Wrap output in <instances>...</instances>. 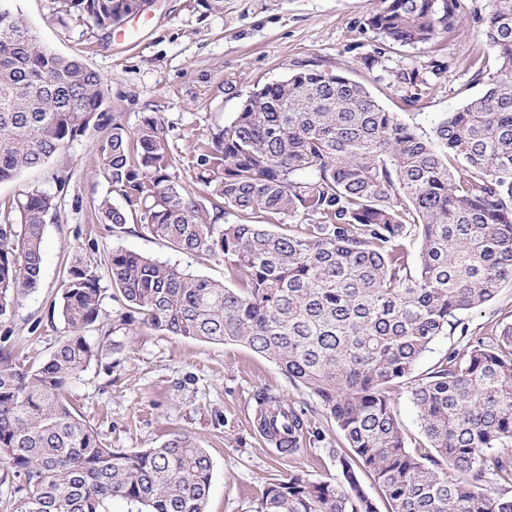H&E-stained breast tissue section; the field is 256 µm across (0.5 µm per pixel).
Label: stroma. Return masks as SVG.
I'll list each match as a JSON object with an SVG mask.
<instances>
[{
  "instance_id": "obj_1",
  "label": "stroma",
  "mask_w": 512,
  "mask_h": 512,
  "mask_svg": "<svg viewBox=\"0 0 512 512\" xmlns=\"http://www.w3.org/2000/svg\"><path fill=\"white\" fill-rule=\"evenodd\" d=\"M464 4L470 13L455 33L400 46L383 43L366 25L382 0H224L219 12L205 9L203 0H152L108 34L75 23L61 26L56 0H14L44 45L62 56H81L101 75L105 97L95 122L59 154L0 183L1 211L34 189L56 202V216L44 229L41 280L0 321V348L27 368L49 359L67 334L57 309L77 255L100 266L112 251L124 249L228 282L223 264L174 251L140 230V207L113 191L98 167L100 144L113 125L134 134L145 119L156 120L184 169L197 162L201 142L233 120L254 88L315 66L345 73L387 111L430 129L441 113L483 93V84L472 79L473 61L496 62L482 22L471 13L475 0ZM376 50L382 53L380 75L361 63ZM423 62L440 66L427 75L434 89L425 102L406 105L392 73ZM105 197L127 210V224L99 222L95 206ZM511 315L512 281L463 320L479 334ZM118 339L120 348L104 350L72 382L71 406L116 449L155 448L172 433L191 435L213 463L207 512H254L264 488L295 471L339 480L336 451L345 445L339 429L274 362L240 344L172 336L138 320ZM263 391L304 413L299 453L281 452L258 432L254 417Z\"/></svg>"
}]
</instances>
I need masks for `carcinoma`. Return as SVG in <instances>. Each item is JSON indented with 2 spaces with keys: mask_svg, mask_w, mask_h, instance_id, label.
I'll return each mask as SVG.
<instances>
[{
  "mask_svg": "<svg viewBox=\"0 0 512 512\" xmlns=\"http://www.w3.org/2000/svg\"><path fill=\"white\" fill-rule=\"evenodd\" d=\"M0 0V182L58 154L97 118L100 74L43 45ZM139 0H61L58 21L76 15L119 26ZM462 0H383L367 20L386 42L430 41L437 26L463 23ZM479 20L498 66L475 69L483 95L442 114L427 134L386 111L362 84L318 68L298 69L250 92L235 118L201 145L196 182L179 183L158 123L132 139L120 125L99 148L114 191L143 204L141 230L172 249L224 264L226 286L176 266L118 250L107 272L142 324L174 336L238 343L275 362L313 394L392 503V512H512V322L467 335L461 316L512 281V0H485ZM426 67L395 74L403 100L433 90ZM0 223V320L41 278L43 233L53 197L33 190ZM101 220L128 223L110 199ZM234 215L236 222L224 217ZM298 217L301 223L287 224ZM420 242L411 255L405 242ZM102 291L77 257L62 290L69 330L48 360L23 368L0 352V482L14 496L3 512H206L213 463L185 433L158 448L118 451L76 417L71 383L102 356L83 330L98 320ZM461 344L427 373L417 362L442 335ZM411 383L423 438L417 448L392 407L391 389ZM257 424L283 450L302 447V413L258 394ZM342 479L294 473L269 484L255 512H376L347 458ZM465 475L448 480L445 469Z\"/></svg>",
  "mask_w": 512,
  "mask_h": 512,
  "instance_id": "obj_1",
  "label": "carcinoma"
}]
</instances>
